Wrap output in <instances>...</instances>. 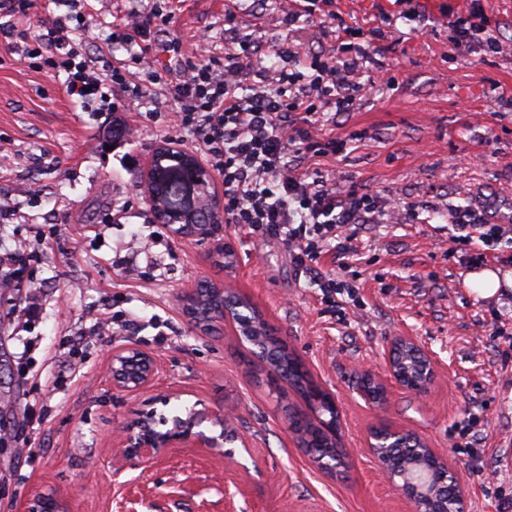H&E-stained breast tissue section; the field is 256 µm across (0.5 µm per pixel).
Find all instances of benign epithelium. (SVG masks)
Listing matches in <instances>:
<instances>
[{"mask_svg":"<svg viewBox=\"0 0 512 512\" xmlns=\"http://www.w3.org/2000/svg\"><path fill=\"white\" fill-rule=\"evenodd\" d=\"M140 186L144 189L156 221L175 227L178 234L189 233L211 242L210 257L224 254L225 243L221 238L224 222V194L215 183L211 171L196 153L165 142L156 147L147 169L139 175ZM179 182L183 187L197 194V203L168 202L170 185ZM213 307L209 311L214 322H234L233 300L224 294L221 284L209 285ZM387 371L399 387L415 394L426 393L435 378L434 361L431 355L410 336L394 337L386 354ZM156 370L154 356L134 344L112 350L110 377L112 384L119 389L136 392L152 385ZM357 393L370 405L381 407L386 404V385L375 378L368 370L360 373ZM220 427L216 435L195 430L205 420ZM231 417L222 411L207 415L193 410L185 419L176 420L173 428L162 432L155 430L148 421H132L120 430V440L126 456L143 463L160 459L170 448H222L224 457L233 459V450L226 444L236 441L248 447L247 441L239 432L232 430L228 421ZM411 438L422 442L421 437L406 428L381 427L373 430L368 442V450L378 463L380 471L398 491L413 504L414 512H436L438 502L434 497H423L426 484L416 483L405 477L400 468L384 461L383 450L393 442ZM55 499L37 496L31 499L24 512H57Z\"/></svg>","mask_w":512,"mask_h":512,"instance_id":"1","label":"benign epithelium"}]
</instances>
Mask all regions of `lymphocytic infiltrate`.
Returning <instances> with one entry per match:
<instances>
[{
  "mask_svg": "<svg viewBox=\"0 0 512 512\" xmlns=\"http://www.w3.org/2000/svg\"><path fill=\"white\" fill-rule=\"evenodd\" d=\"M34 6L35 0H0V15L11 20L0 37L21 59L41 58L54 74H65L66 97L86 99L98 85L95 60L81 57L69 15L54 17L46 33L32 35L27 22ZM170 20L156 9H134L113 24L112 43L127 53L112 69L113 83L125 84L123 69L129 65L151 72L160 53L182 62L168 85V100L181 125L192 129L196 150L221 182L228 223L281 238L301 266L329 246L339 255L348 254L352 245L345 230L378 220V200L330 176L309 175L303 165L342 151L343 140L320 133L318 123L323 113L350 111L368 59L366 49L350 55L345 47H336L311 61L305 74L299 70L298 50L284 42L274 49L279 66L257 69L251 49L260 44V35L225 40L219 57L204 33L188 46L173 33L165 44H157L159 26ZM454 30L460 50L479 46L500 54L506 47L478 11L472 20L458 21ZM453 221L466 264L484 258L471 252L472 240L492 244L512 234L511 225L483 223L469 209L457 210Z\"/></svg>",
  "mask_w": 512,
  "mask_h": 512,
  "instance_id": "obj_1",
  "label": "lymphocytic infiltrate"
}]
</instances>
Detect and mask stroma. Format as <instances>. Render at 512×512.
Segmentation results:
<instances>
[{"instance_id": "obj_1", "label": "stroma", "mask_w": 512, "mask_h": 512, "mask_svg": "<svg viewBox=\"0 0 512 512\" xmlns=\"http://www.w3.org/2000/svg\"><path fill=\"white\" fill-rule=\"evenodd\" d=\"M226 0H175L172 28L182 40L208 31L224 52ZM422 21L399 17L398 0H335L349 47L371 46L370 72L394 82L357 96L330 116L339 155L320 170L380 200L398 199L379 224L356 225L353 251L337 261L322 252L298 269L280 238L228 224L234 272L218 271L207 247L155 223L137 185L156 146L190 129L174 125L164 96L135 139L112 142V122L130 112L72 101L59 82L29 68L0 44V259L25 262L21 288H0V512H20L39 495L63 512H413L369 453L371 431L388 425L418 433L464 488L468 512H512V287L489 299L465 284L474 265L450 251L452 212L468 207L493 224L512 222V51L455 48L449 16L480 7L490 26L512 39V0H419ZM128 0H90L96 26L82 44L100 58L113 101L112 23ZM396 15L400 40L380 20ZM279 0H238L240 35L260 30L263 66L272 47L292 39L304 60L331 48L329 30L281 22ZM355 284L327 293L315 274ZM223 282L259 308L339 407L344 465L321 470L288 428L299 395L232 327L202 334L179 297L200 282ZM39 307L25 314L26 288ZM396 336L414 337L431 354L436 376L419 397L390 385L387 403L355 392L361 367L387 379L384 352ZM151 352L153 385L115 388L112 350ZM171 393L169 403L156 401ZM229 412L247 436L234 461L203 448H173L156 462L126 460L116 430L151 413L173 422L195 407Z\"/></svg>"}]
</instances>
